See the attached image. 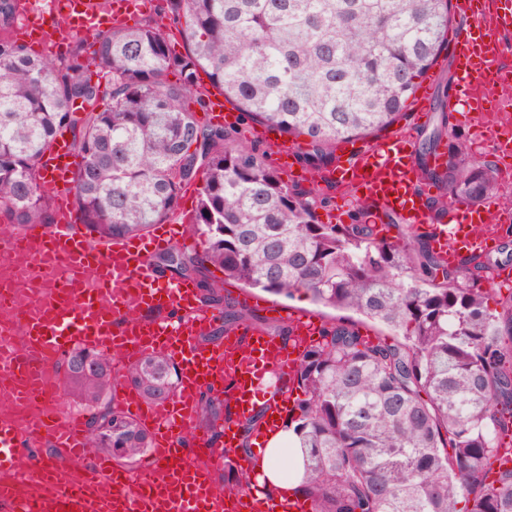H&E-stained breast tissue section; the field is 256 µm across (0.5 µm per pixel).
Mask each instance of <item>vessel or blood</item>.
<instances>
[{"instance_id": "1", "label": "vessel or blood", "mask_w": 512, "mask_h": 512, "mask_svg": "<svg viewBox=\"0 0 512 512\" xmlns=\"http://www.w3.org/2000/svg\"><path fill=\"white\" fill-rule=\"evenodd\" d=\"M143 9L141 0H113L111 12L93 14L91 22L76 23L70 31L90 36ZM453 10L465 22L449 38L456 96L448 109L469 124L492 116L474 145L498 156L504 152L499 133L512 123L504 112L512 104V65L499 51L500 34L512 30V0H454ZM428 97L425 90L416 94L406 126L342 154L336 172L339 181L361 190L371 223L391 214L455 266L494 252L512 227V209L491 199L451 203L439 211L431 193L419 188L410 153L416 128L427 119ZM79 159L72 141L58 138L41 160L46 182L57 189L53 224L0 236V409L32 400L45 408L37 432L0 424V512H303V502L280 506L255 490L229 507L207 464L215 450L207 438L196 436L195 421L202 389L229 380L233 421L224 427L225 448L238 447L239 426L254 420L255 395L262 390L269 415L256 420L254 434L272 430L288 395L261 382L272 371L292 372L302 349L318 336L319 321L310 315L292 318L295 340L288 344L254 329L244 337L228 331L216 349L201 345L198 338L216 312L200 306L192 280L163 281L152 262L172 246L193 247L184 225L158 224L141 236L94 243L78 226L67 190ZM78 346L106 347L121 364L162 352L179 368L173 400L148 405L125 385L114 390L152 437L149 460L139 471L121 470L111 458L92 454L85 422L59 388L43 384ZM45 447L51 456L42 455ZM72 468L83 472L82 482L61 479V472ZM34 473L51 483L48 495L22 493Z\"/></svg>"}]
</instances>
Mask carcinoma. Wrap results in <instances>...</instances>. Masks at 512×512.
Instances as JSON below:
<instances>
[{"mask_svg":"<svg viewBox=\"0 0 512 512\" xmlns=\"http://www.w3.org/2000/svg\"><path fill=\"white\" fill-rule=\"evenodd\" d=\"M165 2L162 16L115 24L89 49L75 35L65 52L38 55L12 37L22 0H0V220L17 229L53 223L40 160L64 132L82 157L67 191L100 241L167 222L196 186L189 224L207 250L172 249L156 262L195 281L202 307L223 311L208 343L219 345L227 328H269L220 294L210 264L249 288L304 291L387 330L370 338L352 320H327L296 361L288 421L311 512H512V469L487 482L512 418V293L492 310V289L482 287L502 261L451 267L419 236L376 238L361 215L325 224L317 209L328 198L284 181L271 153L238 143L235 126L197 118L214 89L239 117L308 138L304 163L316 183L342 142L374 138L406 117L448 48L451 0ZM447 91L415 153L420 181L442 188L441 206L480 204L498 192L493 163L473 158L450 126ZM444 139L447 163L430 164ZM64 365L78 384L91 378L102 392L122 379L153 404L171 399L179 379L157 354L121 371L106 350L76 348ZM228 407L223 390L202 397L214 438L224 435ZM88 425L102 429L89 447L112 449L126 466L151 448L113 397L97 398ZM257 485L253 470L240 469L222 490Z\"/></svg>","mask_w":512,"mask_h":512,"instance_id":"cac0c4a2","label":"carcinoma"}]
</instances>
